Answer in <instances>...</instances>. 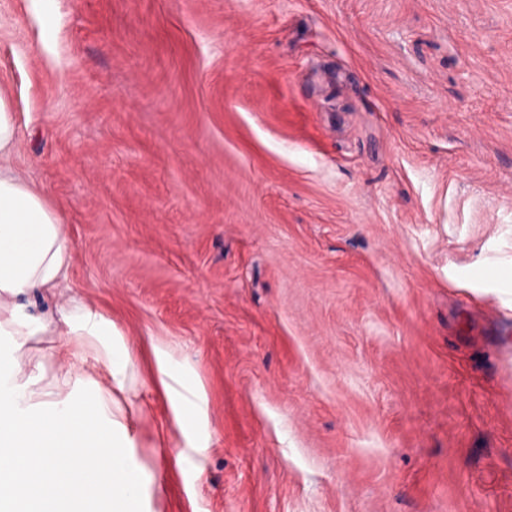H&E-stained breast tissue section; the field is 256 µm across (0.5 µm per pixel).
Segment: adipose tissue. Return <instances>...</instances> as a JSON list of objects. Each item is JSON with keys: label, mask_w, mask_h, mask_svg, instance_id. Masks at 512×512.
<instances>
[{"label": "adipose tissue", "mask_w": 512, "mask_h": 512, "mask_svg": "<svg viewBox=\"0 0 512 512\" xmlns=\"http://www.w3.org/2000/svg\"><path fill=\"white\" fill-rule=\"evenodd\" d=\"M17 129L0 95V512H140L145 475L112 408L128 395L123 336L98 306L65 286L73 244L43 193L10 165ZM49 304L32 313L25 297ZM64 322L53 353L68 366L46 379L26 352ZM153 357L184 450L202 454L207 398L168 345Z\"/></svg>", "instance_id": "ef3b65f1"}]
</instances>
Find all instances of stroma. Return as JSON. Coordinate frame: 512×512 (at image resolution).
Listing matches in <instances>:
<instances>
[{"mask_svg":"<svg viewBox=\"0 0 512 512\" xmlns=\"http://www.w3.org/2000/svg\"><path fill=\"white\" fill-rule=\"evenodd\" d=\"M0 93L143 512H512V0H0ZM153 357L161 383L169 401L174 421L182 439L178 459L186 451L202 454L207 448L203 434L208 428L207 398L193 369L173 359L171 348L165 344L153 347Z\"/></svg>","mask_w":512,"mask_h":512,"instance_id":"1","label":"stroma"}]
</instances>
